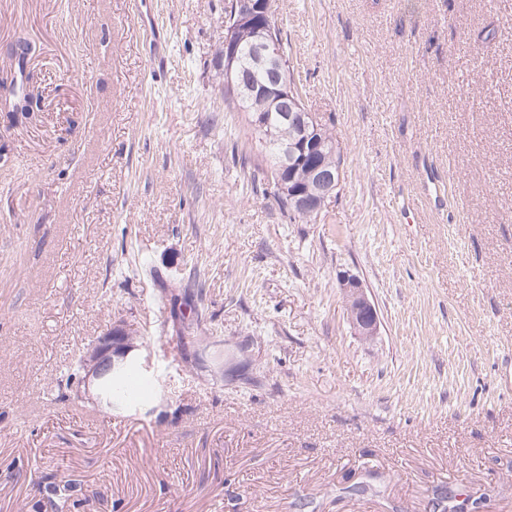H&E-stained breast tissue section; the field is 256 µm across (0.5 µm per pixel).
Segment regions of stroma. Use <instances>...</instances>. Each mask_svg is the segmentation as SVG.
<instances>
[{"instance_id":"35a3bbf8","label":"stroma","mask_w":512,"mask_h":512,"mask_svg":"<svg viewBox=\"0 0 512 512\" xmlns=\"http://www.w3.org/2000/svg\"><path fill=\"white\" fill-rule=\"evenodd\" d=\"M277 4L344 161L315 224L231 160L224 0H0V512H512V0ZM194 281L217 378L170 316ZM118 321L134 408L67 382ZM345 310L353 333L360 339L369 341L378 335L380 319L378 310L364 288L362 282L353 275L342 278Z\"/></svg>"}]
</instances>
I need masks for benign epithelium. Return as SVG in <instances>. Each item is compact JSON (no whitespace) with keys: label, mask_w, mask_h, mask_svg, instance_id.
I'll use <instances>...</instances> for the list:
<instances>
[{"label":"benign epithelium","mask_w":512,"mask_h":512,"mask_svg":"<svg viewBox=\"0 0 512 512\" xmlns=\"http://www.w3.org/2000/svg\"><path fill=\"white\" fill-rule=\"evenodd\" d=\"M276 0H226L224 3V76L232 96L244 105L254 98L266 101L268 110L280 113L289 126L297 130L293 144L285 150L278 164L273 195L292 212L309 210L322 212L326 200L336 195L342 181V172L331 169L316 159L321 142L314 138L311 128L319 118L302 105L293 74L283 68L284 54L277 38L275 24ZM241 29L253 31L248 72L276 75L263 84L245 75L239 67L240 43L236 33ZM309 161L307 182L295 180L296 162ZM345 310L353 333L369 341L378 335V310L362 282L353 275L342 278ZM138 331L124 323L112 325L102 336L89 344L80 356L82 370L79 387L83 394L99 384L129 355L140 349L136 345Z\"/></svg>","instance_id":"benign-epithelium-1"}]
</instances>
